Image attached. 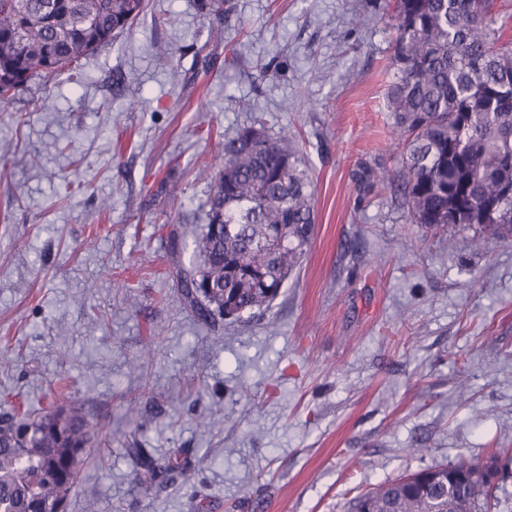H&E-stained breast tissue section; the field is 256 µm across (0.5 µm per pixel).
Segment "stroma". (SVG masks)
<instances>
[{"label": "stroma", "instance_id": "1", "mask_svg": "<svg viewBox=\"0 0 512 512\" xmlns=\"http://www.w3.org/2000/svg\"><path fill=\"white\" fill-rule=\"evenodd\" d=\"M199 3L149 0L0 104V413L63 390L95 425L70 512H346L512 452V243L474 255L478 226L411 223L376 179L401 165L393 0ZM246 127L296 150L314 235L271 310L207 325L179 283L198 171ZM133 447L183 477L145 492Z\"/></svg>", "mask_w": 512, "mask_h": 512}]
</instances>
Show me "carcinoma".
<instances>
[{"label": "carcinoma", "mask_w": 512, "mask_h": 512, "mask_svg": "<svg viewBox=\"0 0 512 512\" xmlns=\"http://www.w3.org/2000/svg\"><path fill=\"white\" fill-rule=\"evenodd\" d=\"M144 0H0V103L112 44ZM395 80L388 100L406 159L381 176L415 224H478L512 236V44L501 41L497 0H394ZM199 263L182 296L203 317L268 311L310 247L306 170L282 139L253 128L217 147ZM220 232L211 234V225ZM90 423L66 397L34 418L0 416V512H69ZM145 491L171 469L132 449ZM486 471L462 457L354 499L351 512H490L497 486L461 492L448 472Z\"/></svg>", "instance_id": "cac0c4a2"}]
</instances>
